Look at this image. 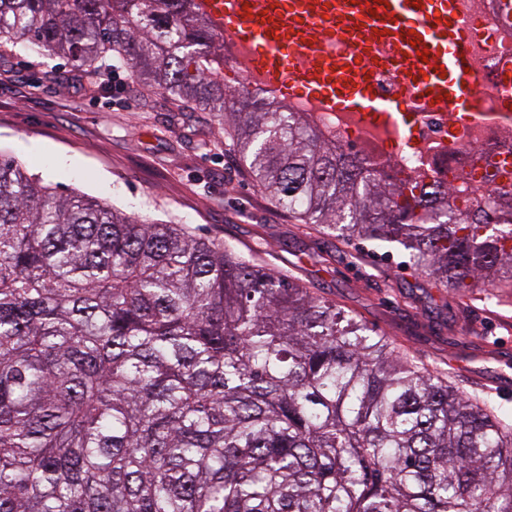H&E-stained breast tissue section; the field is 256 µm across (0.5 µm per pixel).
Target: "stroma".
<instances>
[{"mask_svg":"<svg viewBox=\"0 0 512 512\" xmlns=\"http://www.w3.org/2000/svg\"><path fill=\"white\" fill-rule=\"evenodd\" d=\"M0 153L56 192L180 225L333 299L465 391L512 409V297L427 288L403 253L282 210L219 126L142 89L102 90L66 60L0 52Z\"/></svg>","mask_w":512,"mask_h":512,"instance_id":"35a3bbf8","label":"stroma"}]
</instances>
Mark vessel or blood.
Instances as JSON below:
<instances>
[{
  "label": "vessel or blood",
  "mask_w": 512,
  "mask_h": 512,
  "mask_svg": "<svg viewBox=\"0 0 512 512\" xmlns=\"http://www.w3.org/2000/svg\"><path fill=\"white\" fill-rule=\"evenodd\" d=\"M213 29L244 49L268 93L319 108L418 112L429 106L476 111L471 42L454 0H194ZM336 42L355 54L328 52ZM395 71L408 90L374 95L368 72Z\"/></svg>",
  "instance_id": "obj_1"
}]
</instances>
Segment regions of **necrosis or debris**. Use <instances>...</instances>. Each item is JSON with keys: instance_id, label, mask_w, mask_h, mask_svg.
I'll use <instances>...</instances> for the list:
<instances>
[{"instance_id": "1", "label": "necrosis or debris", "mask_w": 512, "mask_h": 512, "mask_svg": "<svg viewBox=\"0 0 512 512\" xmlns=\"http://www.w3.org/2000/svg\"><path fill=\"white\" fill-rule=\"evenodd\" d=\"M456 9L473 40L479 111L427 109L376 118L304 103L291 104V111L302 113L325 139L356 153L378 177L499 173L503 160L512 158V97L498 83L502 62L512 60V24L498 22L497 0H456Z\"/></svg>"}]
</instances>
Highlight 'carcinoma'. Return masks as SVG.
Here are the masks:
<instances>
[{"instance_id":"1","label":"carcinoma","mask_w":512,"mask_h":512,"mask_svg":"<svg viewBox=\"0 0 512 512\" xmlns=\"http://www.w3.org/2000/svg\"><path fill=\"white\" fill-rule=\"evenodd\" d=\"M0 44L130 68L223 127L277 205L428 288L512 289V180L375 177L224 84L193 0H0ZM0 512H512V419L231 247L0 153Z\"/></svg>"}]
</instances>
